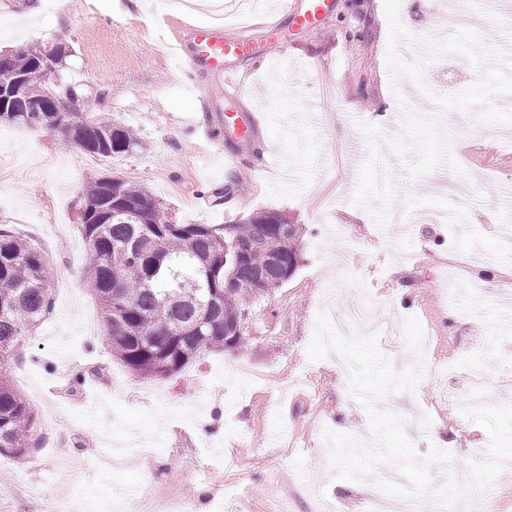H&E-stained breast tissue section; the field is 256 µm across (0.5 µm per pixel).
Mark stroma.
Listing matches in <instances>:
<instances>
[{"mask_svg": "<svg viewBox=\"0 0 512 512\" xmlns=\"http://www.w3.org/2000/svg\"><path fill=\"white\" fill-rule=\"evenodd\" d=\"M255 2L232 98L223 75L176 69L172 0H0V50L67 46L58 82L139 142L101 156L0 126V225L44 250L53 298L6 367L39 438L0 456V512H383L407 486L485 512L473 489L489 483L512 512L504 0H471L467 28L442 0H335L317 29ZM408 80L445 110L404 106ZM228 112L257 115L252 140ZM197 120L223 129V157ZM96 175L146 186L183 224L277 210L299 226V266L242 348L160 380L112 357L75 209Z\"/></svg>", "mask_w": 512, "mask_h": 512, "instance_id": "obj_1", "label": "stroma"}]
</instances>
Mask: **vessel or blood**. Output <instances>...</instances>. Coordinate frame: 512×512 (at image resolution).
<instances>
[{"instance_id": "b4317fda", "label": "vessel or blood", "mask_w": 512, "mask_h": 512, "mask_svg": "<svg viewBox=\"0 0 512 512\" xmlns=\"http://www.w3.org/2000/svg\"><path fill=\"white\" fill-rule=\"evenodd\" d=\"M332 0H289L288 12L296 26L315 27L331 16ZM166 31L175 41L187 71L207 70L224 76L225 91L237 95L240 79L236 71L225 69L229 57H245L253 52L251 30H226L223 24L185 25L174 19L165 22Z\"/></svg>"}]
</instances>
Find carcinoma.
Wrapping results in <instances>:
<instances>
[{"label": "carcinoma", "mask_w": 512, "mask_h": 512, "mask_svg": "<svg viewBox=\"0 0 512 512\" xmlns=\"http://www.w3.org/2000/svg\"><path fill=\"white\" fill-rule=\"evenodd\" d=\"M37 52L35 45L0 52V73H24L29 97L41 95L48 81ZM2 124L55 130L92 154H124L137 145L130 130L109 120L75 112L64 127L56 113L28 112L22 100L0 113ZM76 209L88 244L86 286L102 312L105 341L141 378H167L206 352L240 348L238 315L299 264L297 225L267 223L285 217L278 211L224 226L177 224L145 187L114 175L89 181ZM51 308L43 251L0 225V369ZM35 431L33 411L0 372V456L25 457Z\"/></svg>", "instance_id": "1"}]
</instances>
